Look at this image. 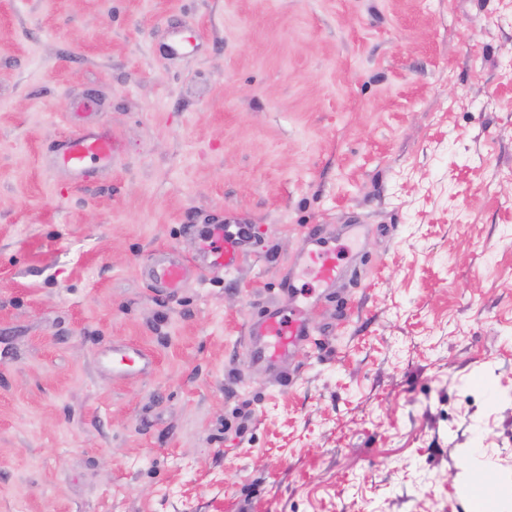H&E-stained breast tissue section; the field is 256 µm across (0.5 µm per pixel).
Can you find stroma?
Instances as JSON below:
<instances>
[{
  "label": "stroma",
  "instance_id": "obj_1",
  "mask_svg": "<svg viewBox=\"0 0 512 512\" xmlns=\"http://www.w3.org/2000/svg\"><path fill=\"white\" fill-rule=\"evenodd\" d=\"M234 215L236 269L150 284ZM310 224L347 273L271 369ZM476 452L512 491V0H0V512H491ZM115 144L103 132H90L69 140L57 154L56 163L75 174H84L93 163L112 157ZM253 359L273 367L299 345L311 343V331L300 317L285 316L277 307L267 308L249 328ZM115 365V369L120 374H128L134 371H147L151 365L152 360L148 355L142 353L137 349H128L124 352L118 353V356L114 359L112 354V364ZM135 368H131L134 367ZM489 462L484 457H473L470 462L464 480V486L470 488L478 486L481 488L484 500H494L500 494L498 483L489 481L485 477V472L489 467Z\"/></svg>",
  "mask_w": 512,
  "mask_h": 512
}]
</instances>
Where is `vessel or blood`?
Listing matches in <instances>:
<instances>
[{
	"mask_svg": "<svg viewBox=\"0 0 512 512\" xmlns=\"http://www.w3.org/2000/svg\"><path fill=\"white\" fill-rule=\"evenodd\" d=\"M115 149L112 139L102 132H90L69 140L58 153L56 162L75 174L86 173L91 164L108 161ZM248 241L246 229L228 233L221 224H205L198 231V250L192 261L161 253L147 271L155 285L177 291L189 276L200 280L220 277L236 267L245 255ZM293 270H308L327 288L343 278L336 240L316 227H309L302 237L301 248L292 262ZM250 354L253 359L275 366L287 359L290 352L312 340L311 331L301 317L284 315L279 308L266 309L249 328ZM152 365L148 355L136 349L118 354V373L145 371Z\"/></svg>",
	"mask_w": 512,
	"mask_h": 512,
	"instance_id": "obj_1",
	"label": "vessel or blood"
}]
</instances>
